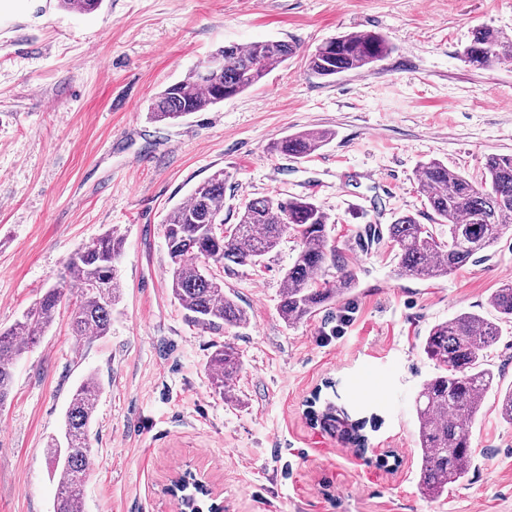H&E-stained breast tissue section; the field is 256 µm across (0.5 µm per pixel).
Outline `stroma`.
<instances>
[{
    "mask_svg": "<svg viewBox=\"0 0 512 512\" xmlns=\"http://www.w3.org/2000/svg\"><path fill=\"white\" fill-rule=\"evenodd\" d=\"M483 26L512 36V0H103L89 15L0 0V328L60 283L79 248L111 228L126 237L109 334L74 339L63 303L15 368L0 406V512H53L47 445L90 374L103 392L85 512H178L170 487L187 471L207 474L223 512H512V424L496 392L473 428L468 481L436 500L418 486L415 415L435 373L424 337L462 311L491 316V293L512 279V232L434 280L399 275L389 238L363 235L402 214L442 232L416 188L422 162L478 182L488 155L512 154V61L476 69L461 57ZM351 31L380 33L390 53L366 70L309 74L307 55ZM268 39L297 53L260 84L176 123L149 121V100L219 47ZM313 129L332 137L311 156L268 153ZM218 170L225 226L258 197L320 204L356 290L287 325L278 303L298 247L287 237L260 265L209 266L247 308L246 327L189 323L169 287L163 222ZM346 313L344 337L325 341ZM225 340L242 360L232 403L207 370ZM314 396L365 451L313 425Z\"/></svg>",
    "mask_w": 512,
    "mask_h": 512,
    "instance_id": "35a3bbf8",
    "label": "stroma"
}]
</instances>
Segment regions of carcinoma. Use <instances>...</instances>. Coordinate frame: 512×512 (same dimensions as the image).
I'll use <instances>...</instances> for the list:
<instances>
[{
  "instance_id": "cac0c4a2",
  "label": "carcinoma",
  "mask_w": 512,
  "mask_h": 512,
  "mask_svg": "<svg viewBox=\"0 0 512 512\" xmlns=\"http://www.w3.org/2000/svg\"><path fill=\"white\" fill-rule=\"evenodd\" d=\"M102 0H59L79 14L99 9ZM390 47L372 31L347 32L316 47L307 70L329 78L361 70L384 58ZM215 54L224 69L207 72L200 64L184 78L166 87L148 107L155 123H172L201 112L259 84L294 54L283 40L229 44ZM474 68L512 61V37L482 27L472 33L462 52ZM332 136L328 130H308L287 135L270 151L290 158H305ZM419 191L437 224L448 235H437L410 215L388 225V237L397 246L398 272L421 280L447 277L486 252L512 230V155H491L485 161V180L474 185L437 159L420 165ZM224 171L200 183L189 200L172 208L164 222L169 258L168 276L173 298L188 320L205 329L242 328L250 315L224 292V282L208 269L191 263L203 258L223 265H256L275 250L284 237L298 240L292 264L283 277L279 304L281 318L299 323L317 310L336 302L356 288V275L328 246L331 216L312 199L296 197L254 198L244 206L233 227L223 230ZM124 236L111 229L76 251L68 260L64 284L48 289L12 326L0 329V406L8 400L16 361L41 340L53 323L60 304L76 296L69 316L71 336L77 340L108 335L112 306L120 298L118 261ZM329 266L336 280L319 284ZM489 303L497 313L489 320L473 312H459L433 325L424 337L423 350L437 373L428 379L415 400L418 437L419 484L432 499L469 479L474 461L472 428L487 393L497 389L499 412L512 424V386L502 388L499 375L488 364L491 349L501 335V324L512 323V281L494 289ZM237 350L217 342L208 361L214 389L227 400L235 398L233 381L241 370ZM102 394L98 379L89 375L73 391L64 417L63 438L51 439L50 459L57 479L53 512H84V488L89 478L92 448L90 426ZM311 419L326 428L336 427L331 405L310 411Z\"/></svg>"
}]
</instances>
